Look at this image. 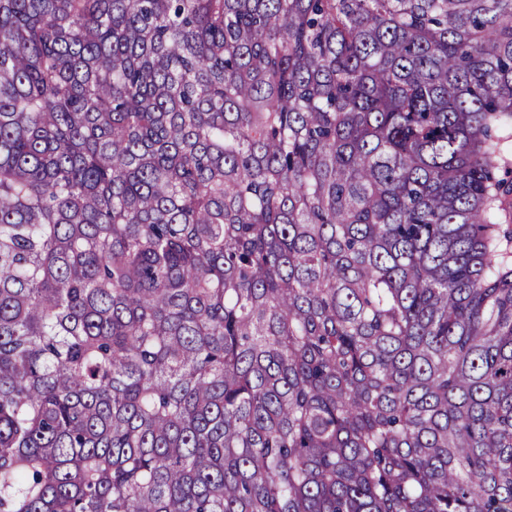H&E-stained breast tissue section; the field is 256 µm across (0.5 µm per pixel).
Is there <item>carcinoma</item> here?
<instances>
[{
	"label": "carcinoma",
	"mask_w": 512,
	"mask_h": 512,
	"mask_svg": "<svg viewBox=\"0 0 512 512\" xmlns=\"http://www.w3.org/2000/svg\"><path fill=\"white\" fill-rule=\"evenodd\" d=\"M512 0H0V512H512Z\"/></svg>",
	"instance_id": "cac0c4a2"
}]
</instances>
